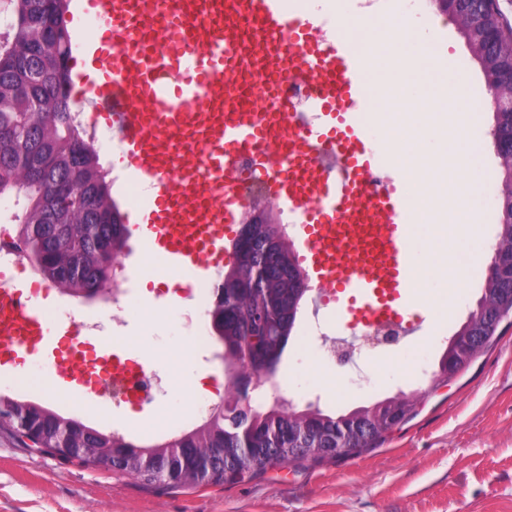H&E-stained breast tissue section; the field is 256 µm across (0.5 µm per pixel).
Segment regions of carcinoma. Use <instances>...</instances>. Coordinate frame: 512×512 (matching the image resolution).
Instances as JSON below:
<instances>
[{
    "instance_id": "obj_1",
    "label": "carcinoma",
    "mask_w": 512,
    "mask_h": 512,
    "mask_svg": "<svg viewBox=\"0 0 512 512\" xmlns=\"http://www.w3.org/2000/svg\"><path fill=\"white\" fill-rule=\"evenodd\" d=\"M68 0H0V14L10 20L0 33V196L18 198L12 215L16 237L38 273L63 293L83 299L112 284L113 264L122 253L128 229L112 197V180L76 120L78 106L68 94L73 38L66 14ZM247 249L232 244L233 262L215 288L209 308L212 333L223 346L233 374L257 375L274 368L296 326L306 288H293L300 271L281 226L254 223ZM264 271L240 288L246 272ZM512 316V293H505L494 314L481 318V345L496 339L497 324ZM457 355L456 336L448 339L436 384L457 372L448 363ZM236 380L227 397L188 431L148 443H136L116 431H102L30 400L0 394V412L22 415L33 447L64 461L66 448H110L116 472L146 484L166 476L173 486H200L244 479L252 464L274 468L308 458L333 459L337 447L360 455L389 432L387 419L400 425L416 408L387 409L404 400L392 397L331 415L315 406L299 409L282 403L265 410L240 407ZM311 436V456L295 451ZM365 447L352 448L353 440ZM249 448L241 454L238 448ZM222 448L224 456H209Z\"/></svg>"
}]
</instances>
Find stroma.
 <instances>
[{
  "instance_id": "stroma-1",
  "label": "stroma",
  "mask_w": 512,
  "mask_h": 512,
  "mask_svg": "<svg viewBox=\"0 0 512 512\" xmlns=\"http://www.w3.org/2000/svg\"><path fill=\"white\" fill-rule=\"evenodd\" d=\"M383 2L388 14L434 28L440 67L464 79L466 104L485 101L481 64L436 0ZM122 261L129 303L123 333L101 337L98 344L165 373L169 355L196 349L195 335L181 323L184 305L211 297L219 277L200 272L193 288L179 289L183 302L178 305L166 300L168 283H152L150 262L136 247L127 246ZM489 261V254L473 253L462 286L451 291L452 307L432 318L426 336L378 353L361 352L358 337L348 344V359L336 365L320 355L338 334L336 309L316 314L311 301H304L280 364L250 392L266 406L285 399L301 409L313 404L336 414L402 391L419 394L416 415L377 448L268 469L234 484L172 489L34 454L0 434V512H512V327L448 385L433 386L429 374L449 337L476 307ZM62 307L78 321L112 317L111 299L60 292L44 311L52 319ZM222 352L220 344L210 343L206 392L194 391L196 367L184 364L181 389L135 402L142 417L130 427L123 423L125 402H106L96 394L72 399L54 391L35 369L21 381L1 372L0 393L40 402L100 430L149 441L171 434L173 426H186L188 419L207 417L230 376Z\"/></svg>"
}]
</instances>
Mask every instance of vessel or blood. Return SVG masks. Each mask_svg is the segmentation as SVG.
Returning a JSON list of instances; mask_svg holds the SVG:
<instances>
[{
	"label": "vessel or blood",
	"instance_id": "b4317fda",
	"mask_svg": "<svg viewBox=\"0 0 512 512\" xmlns=\"http://www.w3.org/2000/svg\"><path fill=\"white\" fill-rule=\"evenodd\" d=\"M85 3L105 30L76 75L80 99L147 183L146 250L161 272L223 267L224 241L244 215L233 159L250 151L273 203L299 215L298 263L335 302L343 333L391 322L406 340L421 336V322L404 317L417 268L411 211L393 184L370 187L386 162L364 121L372 67L356 40L339 30L323 45L318 19L293 0H175L171 11L163 0ZM258 73L307 77L325 124L298 133L294 113L258 114ZM324 148L341 176L318 161ZM33 360L74 383L136 373L75 337L60 349L44 311L0 275V369Z\"/></svg>",
	"mask_w": 512,
	"mask_h": 512
}]
</instances>
